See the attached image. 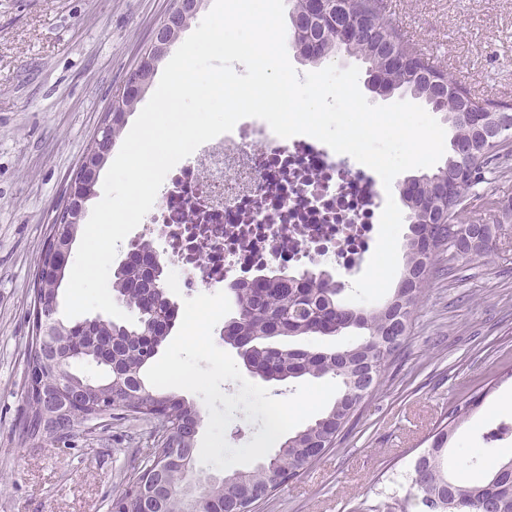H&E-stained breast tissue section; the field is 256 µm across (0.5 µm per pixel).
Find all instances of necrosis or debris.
<instances>
[{"mask_svg": "<svg viewBox=\"0 0 512 512\" xmlns=\"http://www.w3.org/2000/svg\"><path fill=\"white\" fill-rule=\"evenodd\" d=\"M383 201L361 163L245 118L169 171L131 245L149 244L180 287L213 293L273 271H356Z\"/></svg>", "mask_w": 512, "mask_h": 512, "instance_id": "4bbe7bcc", "label": "necrosis or debris"}]
</instances>
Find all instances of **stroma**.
I'll use <instances>...</instances> for the list:
<instances>
[{
  "label": "stroma",
  "mask_w": 512,
  "mask_h": 512,
  "mask_svg": "<svg viewBox=\"0 0 512 512\" xmlns=\"http://www.w3.org/2000/svg\"><path fill=\"white\" fill-rule=\"evenodd\" d=\"M171 0H0V512H111L157 422L111 417L66 443L20 444L32 282L64 191ZM473 94L512 100V0H383ZM468 218L502 224L491 256L433 269L384 385L335 448L255 512H352L412 496V463L458 400L483 393L449 458L512 416V172H489Z\"/></svg>",
  "instance_id": "1"
}]
</instances>
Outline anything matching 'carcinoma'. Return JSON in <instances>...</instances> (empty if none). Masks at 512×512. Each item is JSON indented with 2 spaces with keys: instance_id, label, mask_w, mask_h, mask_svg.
Listing matches in <instances>:
<instances>
[{
  "instance_id": "obj_1",
  "label": "carcinoma",
  "mask_w": 512,
  "mask_h": 512,
  "mask_svg": "<svg viewBox=\"0 0 512 512\" xmlns=\"http://www.w3.org/2000/svg\"><path fill=\"white\" fill-rule=\"evenodd\" d=\"M291 47L311 64H321L340 53L357 57L367 65L366 73L376 79V92L392 95L400 90L416 100L431 105L433 110L448 114L451 154L444 166L431 175L412 179L413 190L401 193L408 210L410 234L403 243L404 266L392 295L381 304L360 307L339 298L344 284L324 271L305 272L279 279L273 286L262 288L252 282L230 287L237 314L228 321L237 333L224 336V343L236 348L243 363L266 381L290 378L329 376L339 385L332 406L314 422L282 442L274 456L252 469L233 470L220 480L199 485L195 481L192 462L196 437L202 422L199 408L180 395L156 390L145 382L144 371L166 336L154 332L153 315L165 314L169 324L176 319L165 290L154 288L156 267L153 265L118 267L112 277V295L121 298L134 312L137 321L101 323L86 328L80 335L85 346L83 360L105 367L107 377L97 380L78 374L72 367L56 362H41L48 380L77 377L91 386L95 397L112 391L111 377L123 375L119 389L121 410L136 420H151L156 404L169 411V422L176 429L178 448L185 465L173 466L168 461L166 446L158 443L152 458L134 472L126 488L113 499L126 512H141L142 500L137 489L148 484L152 475L165 477L167 494L160 504L162 512H241L249 505L247 494L270 497L280 486L311 465L312 449L325 453L334 447L340 433L354 417L362 398L358 395L365 377L382 385L387 366L395 359L412 327L414 306L422 297L434 260L455 249L462 260L491 255L495 242L486 240L474 250L456 251L448 243L447 225L464 224L471 189L484 174L495 168L507 170L512 156V134L490 142L479 129L478 112L502 111L512 125V103L489 100L472 94L445 68L429 63L426 55L410 42L404 32L381 7L380 0H337L336 12L330 16L310 17L304 0H290ZM197 11L178 10L160 23L174 44L190 25ZM314 47L306 55L303 49ZM167 51L149 47L134 76L143 89H148L158 63ZM141 98L115 97L112 113V142H117ZM60 256L61 271L68 270L71 254L51 253L47 249L37 266L33 303L58 300L61 284L47 272L53 255ZM362 332L361 337L335 350H314L302 346L278 344L280 337L336 336L347 330ZM478 396L455 405L448 422L440 423L432 435L429 448L413 462L412 483L415 498L424 512H512V457L480 482H472L451 474L443 457L454 430L469 415ZM26 408L17 425L18 440L33 443L45 434L64 433L78 420L75 414L48 417L51 399L25 398Z\"/></svg>"
}]
</instances>
